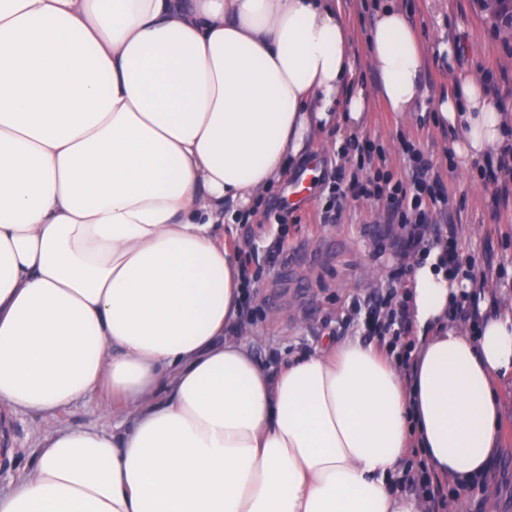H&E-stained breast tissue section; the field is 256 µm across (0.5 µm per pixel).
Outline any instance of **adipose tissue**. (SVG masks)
Masks as SVG:
<instances>
[{"mask_svg": "<svg viewBox=\"0 0 512 512\" xmlns=\"http://www.w3.org/2000/svg\"><path fill=\"white\" fill-rule=\"evenodd\" d=\"M368 59L390 111L426 51L379 7ZM333 0H0V407L53 427L0 512H421L410 449L455 488L498 455L512 309L431 249L408 357L328 338L268 371L225 330L242 269L224 242L313 129L367 107ZM433 109L465 164L512 117L480 74ZM479 311L462 323L460 304ZM98 413L99 401L91 399L63 410L55 420V423L68 427L85 426L95 422Z\"/></svg>", "mask_w": 512, "mask_h": 512, "instance_id": "1", "label": "adipose tissue"}]
</instances>
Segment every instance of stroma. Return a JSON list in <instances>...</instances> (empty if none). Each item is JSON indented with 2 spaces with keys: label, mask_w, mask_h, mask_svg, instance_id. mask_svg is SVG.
<instances>
[{
  "label": "stroma",
  "mask_w": 512,
  "mask_h": 512,
  "mask_svg": "<svg viewBox=\"0 0 512 512\" xmlns=\"http://www.w3.org/2000/svg\"><path fill=\"white\" fill-rule=\"evenodd\" d=\"M382 0H338L350 27L353 83L371 89L365 112L353 132L382 148L385 168L394 179L409 169L403 142L433 156L448 191V209L463 258L488 271L487 287L497 304L512 303V199L493 204L487 174L451 162V144L458 131L435 123L430 106L447 95L453 83L480 71L494 85L496 100L512 113V30L495 26L475 0H395L424 45L445 42L454 57L429 55L425 104L412 118L388 111L377 93L378 77L367 58L366 39L372 15ZM348 132L333 126L307 140L299 160L289 163L283 179L272 186L248 220L224 227V239L236 257L257 278L246 308L245 328L238 334L262 368L278 365L298 351L312 349L323 336L344 337L341 321L351 301L384 284L394 264L390 253L402 235L399 225L383 221L381 204L353 196L342 200L335 223L320 220L328 198L327 184L336 172L352 175L355 163L345 161L336 146ZM322 176L314 191L298 203L289 197L307 170ZM311 248V260L294 278L283 276L290 252ZM507 421L501 448L486 489L465 492L466 512H512V389L504 394ZM38 415L19 413L7 427L9 458H0V487L30 469L45 428Z\"/></svg>",
  "instance_id": "obj_1"
}]
</instances>
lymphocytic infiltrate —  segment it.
I'll return each instance as SVG.
<instances>
[{
  "mask_svg": "<svg viewBox=\"0 0 512 512\" xmlns=\"http://www.w3.org/2000/svg\"><path fill=\"white\" fill-rule=\"evenodd\" d=\"M404 153L409 162L411 175L408 180H394L390 172L384 171L380 149L369 141L360 140L357 135L346 138L341 155L356 159L359 167H371L373 176L364 181L343 184L333 180L329 186V205L323 219L335 221L334 207L346 193L359 197L376 198L386 203L387 223L401 225L405 236L399 244V255H406L425 240H433L442 250V257L453 271L459 272L463 281L477 285L479 269L475 262H462L455 235L449 234L440 222L448 214V197L444 193L439 175L434 174L432 161L413 144H406ZM351 323L360 335L370 338H392L400 342L409 334L407 305L397 290L373 291L363 301L352 305Z\"/></svg>",
  "mask_w": 512,
  "mask_h": 512,
  "instance_id": "lymphocytic-infiltrate-1",
  "label": "lymphocytic infiltrate"
}]
</instances>
